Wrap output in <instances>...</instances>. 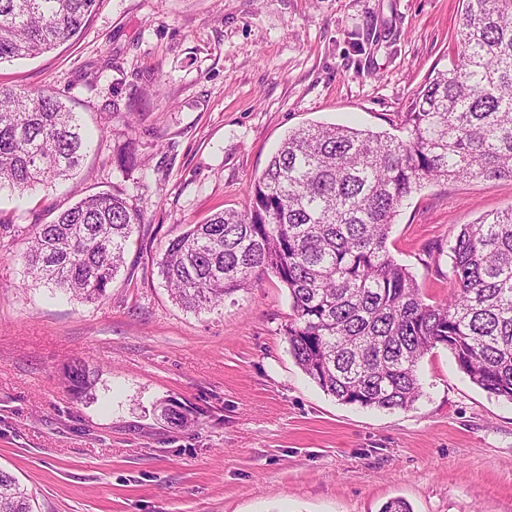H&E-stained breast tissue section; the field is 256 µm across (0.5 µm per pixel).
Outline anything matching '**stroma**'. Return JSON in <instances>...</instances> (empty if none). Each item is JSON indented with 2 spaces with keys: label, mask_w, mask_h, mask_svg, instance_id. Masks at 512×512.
<instances>
[{
  "label": "stroma",
  "mask_w": 512,
  "mask_h": 512,
  "mask_svg": "<svg viewBox=\"0 0 512 512\" xmlns=\"http://www.w3.org/2000/svg\"><path fill=\"white\" fill-rule=\"evenodd\" d=\"M466 0H99L82 33L0 64V85L45 88L91 147L75 176L0 190V469L37 512H512V403L470 382L451 352L420 361L407 410L340 403L288 352L275 276L189 310L156 265L170 239L247 210L288 132H395L456 50ZM135 145L141 169L113 156ZM117 189L144 215L104 297L27 273L36 225ZM512 208V180L423 184L387 247L431 300L448 292L462 225ZM98 382L75 398L66 363ZM187 409V427L161 415Z\"/></svg>",
  "instance_id": "obj_1"
}]
</instances>
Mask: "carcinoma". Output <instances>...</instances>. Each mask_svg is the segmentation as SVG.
<instances>
[{
	"mask_svg": "<svg viewBox=\"0 0 512 512\" xmlns=\"http://www.w3.org/2000/svg\"><path fill=\"white\" fill-rule=\"evenodd\" d=\"M97 0H0V63L48 52L82 32ZM449 66L434 71L400 125L406 138L340 125L288 133L254 186L251 209L224 210L169 240L158 272L176 302L207 309L272 274L291 298L289 352L326 394L406 410L422 396L418 364L445 346L472 383L512 403V210L464 224L450 247L448 297L427 302L387 249L397 209L423 182L512 180V0H466ZM88 142L46 89L0 86V190L71 175ZM141 210L98 192L39 224L29 273L73 297L105 296ZM63 376L92 394L88 364ZM176 428L180 405L164 408ZM0 512H33L0 471Z\"/></svg>",
	"mask_w": 512,
	"mask_h": 512,
	"instance_id": "carcinoma-1",
	"label": "carcinoma"
}]
</instances>
